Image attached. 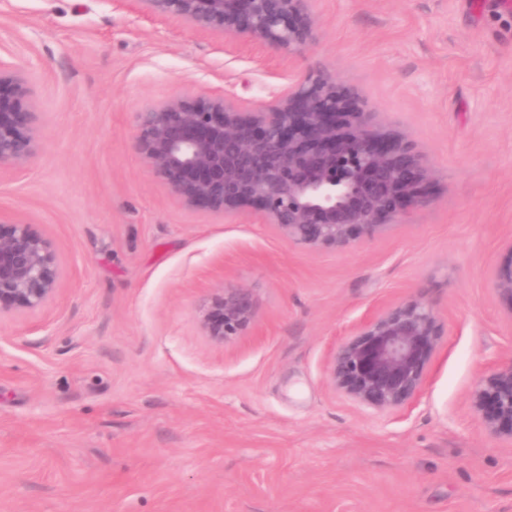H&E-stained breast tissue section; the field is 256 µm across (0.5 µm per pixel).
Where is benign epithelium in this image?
<instances>
[{"label":"benign epithelium","mask_w":512,"mask_h":512,"mask_svg":"<svg viewBox=\"0 0 512 512\" xmlns=\"http://www.w3.org/2000/svg\"><path fill=\"white\" fill-rule=\"evenodd\" d=\"M311 2L134 0L145 14L175 16L279 54L316 40ZM37 120L33 88L0 60V169L22 168L35 157ZM134 148L185 207L224 216L248 209L309 248L365 242L432 202L434 171L423 155L319 71L289 79L256 107L228 92L162 101L138 113ZM58 280L51 242L31 224L0 216V315L44 305ZM490 281L512 309V244ZM256 307L249 289L226 288L203 308L201 326L224 344L246 335ZM441 336L433 305L412 296L340 339L326 363L328 384L376 413L406 409L424 389ZM471 407L490 438L512 441V355L488 368Z\"/></svg>","instance_id":"benign-epithelium-1"}]
</instances>
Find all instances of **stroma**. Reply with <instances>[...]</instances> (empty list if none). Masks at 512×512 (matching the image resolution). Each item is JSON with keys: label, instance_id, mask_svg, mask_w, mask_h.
<instances>
[{"label": "stroma", "instance_id": "35a3bbf8", "mask_svg": "<svg viewBox=\"0 0 512 512\" xmlns=\"http://www.w3.org/2000/svg\"><path fill=\"white\" fill-rule=\"evenodd\" d=\"M316 41L273 55L116 0H0V59L34 87L39 150L0 174L60 279L0 316V512H512V441L470 404L512 354L489 273L512 241V8L502 0H313ZM321 71L405 135L433 202L373 240L308 249L256 214L184 207L134 149L137 115L231 91L260 105ZM250 289L225 344L203 306ZM411 296L442 346L404 415L327 383L328 350ZM257 299L247 288H225L203 308L201 326L212 341L224 344L245 336L252 325Z\"/></svg>", "mask_w": 512, "mask_h": 512}]
</instances>
